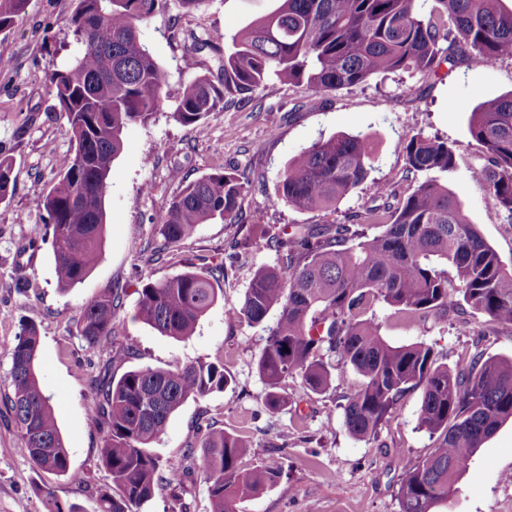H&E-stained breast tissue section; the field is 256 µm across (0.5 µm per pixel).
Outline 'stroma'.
<instances>
[{"label":"stroma","instance_id":"obj_1","mask_svg":"<svg viewBox=\"0 0 512 512\" xmlns=\"http://www.w3.org/2000/svg\"><path fill=\"white\" fill-rule=\"evenodd\" d=\"M76 5V0H28L10 31L0 34V154L10 158L13 180L0 201V512H48L51 497L80 512H95L97 493L110 479L96 464L108 427L89 414L93 377L106 365L117 379L135 368L170 369L198 361L223 363L233 381L224 390L188 400L171 416L155 447L161 457H182L187 448L200 446L208 429H221L246 441L243 467L270 459L283 466L279 482L239 500L237 512H399L403 469L434 446L417 423L420 391L406 394L375 440L356 439L344 426L342 395L355 382L346 372L337 373L320 394L307 390L300 378H286L281 388L288 406L271 411L256 363L279 312L271 310L262 324L251 325L230 321L227 311L242 302L257 268L277 263L274 249L251 239V224L290 233L301 225L340 224L347 215L374 207L366 185L332 213L271 206L289 159L337 133L369 137L372 177L403 194L411 178L400 135L419 131L456 145L448 186L470 222L511 267L512 224L498 216L488 187L472 176L484 152L470 136L469 117L481 102L512 92V60L474 68L460 58L434 75H380L325 95L272 81L252 101L228 104L197 129L175 121L173 112L188 84L218 72L224 51L193 52V37L215 30L234 35L273 11L276 0H201L189 11H156L143 24L141 37L166 74L165 99L147 124L125 131L104 201L101 258L81 284L63 290L30 192L34 184L54 183L61 158L73 148L49 76L85 51L69 26ZM175 168L191 181L245 170L251 185L241 195L237 221L200 225L194 235L165 250L159 228L180 190L170 177ZM215 257L223 258L225 277L194 336L175 340L135 319L143 284L185 271L186 261L200 268ZM22 277L31 281L24 291L15 286ZM111 286L125 290L124 322L114 344L89 346L78 334L82 303ZM373 314L390 344L426 343L451 367L476 351L512 358V325L491 323L479 314L452 310L444 319L411 320L381 301ZM29 323L39 330L42 386L69 451L66 476L43 472L19 453V427L5 401L12 392L16 338ZM510 472L512 420L471 458L456 491L437 512H512ZM143 512H211L203 475L194 470L181 488L160 487Z\"/></svg>","mask_w":512,"mask_h":512}]
</instances>
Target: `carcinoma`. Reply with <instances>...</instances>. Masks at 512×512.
<instances>
[{
	"mask_svg": "<svg viewBox=\"0 0 512 512\" xmlns=\"http://www.w3.org/2000/svg\"><path fill=\"white\" fill-rule=\"evenodd\" d=\"M170 0H78L70 26L84 54L51 77L59 111L72 133L73 151L58 178L38 187L35 207L51 229L59 288L83 282L97 265L105 223L104 199L124 130L145 124L163 101L165 72L141 41L140 26ZM266 17L231 37L217 82L203 75L184 90L173 117L203 127L229 102L252 99L275 79L305 85L316 94L362 84L387 73L431 75L464 56L472 66L512 60V7L504 0H277ZM27 0H0V33L11 29ZM471 137L484 148L472 174L489 188L497 212L512 224V94L488 99L471 112ZM414 184L402 200L389 183L370 179L373 147L368 137L339 133L297 153L277 183L272 203L299 210L336 211V204L365 183L382 204L355 213L345 224L303 226L283 237L265 225L252 236L274 248L277 264L259 268L236 321L260 324L273 308L257 370L273 410L288 405L283 379L296 375L314 393L332 383L336 365L360 382L343 396V422L357 439H373L407 392L421 391L418 426L437 443L403 472L399 512H434L448 499L468 461L512 418V359L474 354L455 368L423 343L393 346L366 313L380 300L409 318L448 316L468 309L489 321L512 325V268L503 266L477 225L464 214L445 175L456 148L420 132L400 136ZM162 219L167 248L202 224L232 222L249 184L246 173H211L186 181ZM390 214L382 230L369 226ZM455 279H448V269ZM224 261L205 271L186 270L149 281L139 293L135 317L175 339L195 334L218 300ZM123 289L109 287L86 299L80 336L90 345L116 339ZM288 351H283V348ZM40 336L24 325L13 351L12 395L7 397L20 430L18 451L46 472L70 470L50 398L38 373ZM224 364L198 361L177 369L143 367L113 379L104 370L92 380V416L108 434L97 459L112 486L99 491L96 512H139L164 480L180 485L185 460L205 476L212 512H236V501L274 486L275 462L241 466L245 444L222 430H208L201 449L182 459L152 451L170 417L190 398L229 386Z\"/></svg>",
	"mask_w": 512,
	"mask_h": 512,
	"instance_id": "cac0c4a2",
	"label": "carcinoma"
}]
</instances>
